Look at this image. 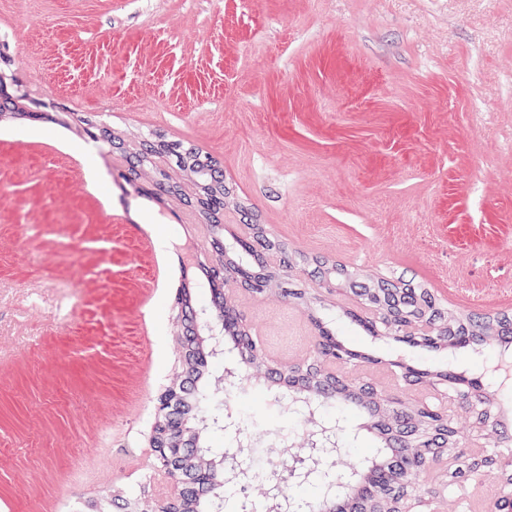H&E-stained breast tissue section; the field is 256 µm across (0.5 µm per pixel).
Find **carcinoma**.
Wrapping results in <instances>:
<instances>
[{"mask_svg": "<svg viewBox=\"0 0 512 512\" xmlns=\"http://www.w3.org/2000/svg\"><path fill=\"white\" fill-rule=\"evenodd\" d=\"M59 107L50 100L27 97L11 72V61L0 56V125L32 124L59 120ZM78 139H93L104 155H129L135 165L119 174L125 194L147 198L156 204L174 199L191 207L210 223L213 245L189 268H181V280L174 298V309L191 311L199 294H209L207 309L217 316L227 310L224 344L241 352L246 380L268 393L297 394L340 416L352 414L363 420L365 439L377 448L367 461L355 464L342 475L313 476L317 484L332 486L331 492H313L317 512H364L366 504L377 512H393L404 493L421 508L434 497L433 489L443 488L454 512H465V504L455 487L477 477L492 479L502 489L501 512H512V442L501 441L479 456H464L456 445L459 436L448 423V414L438 403L401 406L378 397V390L367 380H345L330 373L327 366L376 364L379 359L350 345L343 335L319 316L317 298L293 287L294 277L312 267L327 288H350L372 311L361 319L348 310L343 316L373 336H392L434 352L460 351L481 346L495 351L512 345V315L509 313L463 314L440 304L429 291L404 279H375L346 268L329 257L301 258L281 242L271 238L264 226L254 224L249 239L224 246V202L231 199L214 160L195 146L172 143L156 134L145 133L130 140L112 130L102 119L89 115L80 120ZM271 254L277 264L268 266L263 256ZM265 292L281 293L300 302L308 311L319 335L318 346L308 360L288 369L270 365L262 346L242 327L234 306H224V280ZM173 349L177 365L162 392L170 406L154 408L147 435L166 449V464L176 468L182 482L171 512H220L219 501L230 494L220 480L224 472L223 454L212 445L214 421L224 419L223 385L218 382L208 355L206 341L184 334L183 326L173 323ZM403 384L447 393L488 396L497 408L507 405L499 391L463 369L421 367L389 362ZM436 454L450 458V467L439 468L431 479L419 461Z\"/></svg>", "mask_w": 512, "mask_h": 512, "instance_id": "obj_1", "label": "carcinoma"}]
</instances>
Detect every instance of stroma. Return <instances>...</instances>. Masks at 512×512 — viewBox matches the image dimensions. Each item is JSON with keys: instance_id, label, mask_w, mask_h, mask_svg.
Here are the masks:
<instances>
[{"instance_id": "obj_1", "label": "stroma", "mask_w": 512, "mask_h": 512, "mask_svg": "<svg viewBox=\"0 0 512 512\" xmlns=\"http://www.w3.org/2000/svg\"><path fill=\"white\" fill-rule=\"evenodd\" d=\"M75 118L194 143L237 206L299 253L512 313V0H0V53ZM89 189L64 127L0 126V512L103 491L173 496L146 438L173 360L172 245L198 213ZM169 243L157 251L154 240ZM278 367L317 332L243 290Z\"/></svg>"}]
</instances>
